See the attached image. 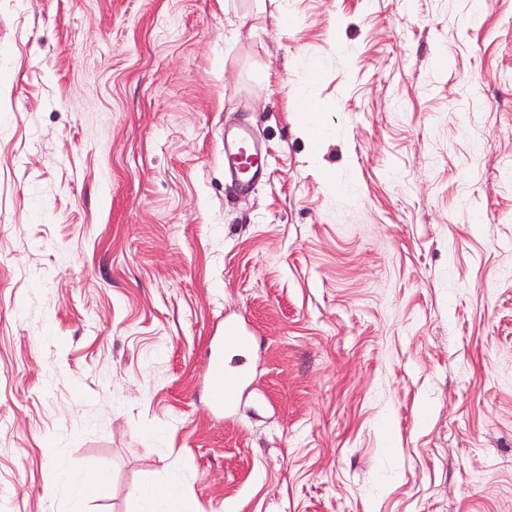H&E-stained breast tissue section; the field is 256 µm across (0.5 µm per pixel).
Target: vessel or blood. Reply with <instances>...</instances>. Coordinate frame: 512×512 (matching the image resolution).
<instances>
[{
	"label": "vessel or blood",
	"mask_w": 512,
	"mask_h": 512,
	"mask_svg": "<svg viewBox=\"0 0 512 512\" xmlns=\"http://www.w3.org/2000/svg\"><path fill=\"white\" fill-rule=\"evenodd\" d=\"M224 171L237 183L240 191L247 192L266 177L267 157L259 149L251 132L240 131L224 138ZM254 339L251 331L241 323L228 320L222 336L211 343L207 374L209 408L217 413L231 414L238 403L246 373L230 374L224 370V360L230 355L251 351Z\"/></svg>",
	"instance_id": "b4317fda"
}]
</instances>
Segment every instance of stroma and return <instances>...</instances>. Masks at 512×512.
<instances>
[{
  "mask_svg": "<svg viewBox=\"0 0 512 512\" xmlns=\"http://www.w3.org/2000/svg\"><path fill=\"white\" fill-rule=\"evenodd\" d=\"M229 316L256 343L226 421ZM151 483L512 512V0H0V512H143ZM224 172L235 180L242 192L250 191L266 177L267 157L251 132L224 133ZM223 336L215 338L208 354L207 374L209 386V408L216 413L229 416L238 403L242 386L248 373L224 372V359L229 355L246 354L251 351L254 339L251 331L235 320L224 322Z\"/></svg>",
  "mask_w": 512,
  "mask_h": 512,
  "instance_id": "stroma-1",
  "label": "stroma"
}]
</instances>
